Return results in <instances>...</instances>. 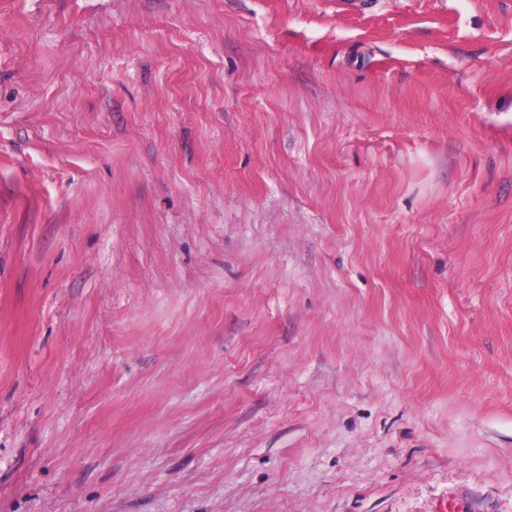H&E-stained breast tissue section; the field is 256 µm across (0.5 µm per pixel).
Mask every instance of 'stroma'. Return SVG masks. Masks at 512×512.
Listing matches in <instances>:
<instances>
[{
  "label": "stroma",
  "mask_w": 512,
  "mask_h": 512,
  "mask_svg": "<svg viewBox=\"0 0 512 512\" xmlns=\"http://www.w3.org/2000/svg\"><path fill=\"white\" fill-rule=\"evenodd\" d=\"M0 512H512V0H0Z\"/></svg>",
  "instance_id": "obj_1"
}]
</instances>
